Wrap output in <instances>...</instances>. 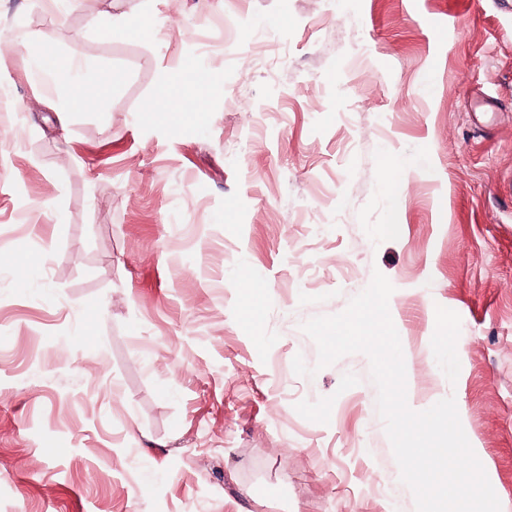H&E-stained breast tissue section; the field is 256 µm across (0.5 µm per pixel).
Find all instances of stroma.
Here are the masks:
<instances>
[{
	"instance_id": "1",
	"label": "stroma",
	"mask_w": 512,
	"mask_h": 512,
	"mask_svg": "<svg viewBox=\"0 0 512 512\" xmlns=\"http://www.w3.org/2000/svg\"><path fill=\"white\" fill-rule=\"evenodd\" d=\"M2 255L0 512H416L368 357L317 368L301 329L377 271L410 408L455 398L512 512L498 0H0ZM34 64L36 67V75L45 80L51 81L53 84L56 82L58 67L56 57L47 49L40 51L34 57ZM242 281L248 286V304L244 309L246 319H254L263 309L267 301V292L263 288L255 286L254 278L250 271L244 270Z\"/></svg>"
}]
</instances>
